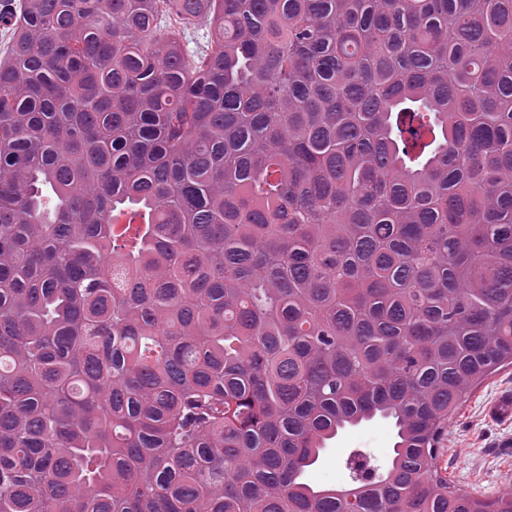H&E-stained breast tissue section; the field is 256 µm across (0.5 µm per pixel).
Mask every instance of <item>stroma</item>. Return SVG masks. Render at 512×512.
I'll use <instances>...</instances> for the list:
<instances>
[{"label":"stroma","instance_id":"35a3bbf8","mask_svg":"<svg viewBox=\"0 0 512 512\" xmlns=\"http://www.w3.org/2000/svg\"><path fill=\"white\" fill-rule=\"evenodd\" d=\"M510 392L512 368L474 389L449 421L439 464L460 491H512V422L488 415L489 406ZM395 433L393 422L380 417L345 428L329 443L322 460L307 472V481L319 489L347 482L344 460L356 449L363 450L372 464L385 466L392 455Z\"/></svg>","mask_w":512,"mask_h":512}]
</instances>
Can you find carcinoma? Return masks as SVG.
<instances>
[{"instance_id": "carcinoma-1", "label": "carcinoma", "mask_w": 512, "mask_h": 512, "mask_svg": "<svg viewBox=\"0 0 512 512\" xmlns=\"http://www.w3.org/2000/svg\"><path fill=\"white\" fill-rule=\"evenodd\" d=\"M1 31L0 512H512L437 466L512 367V0H0ZM377 416L385 471L304 480Z\"/></svg>"}]
</instances>
